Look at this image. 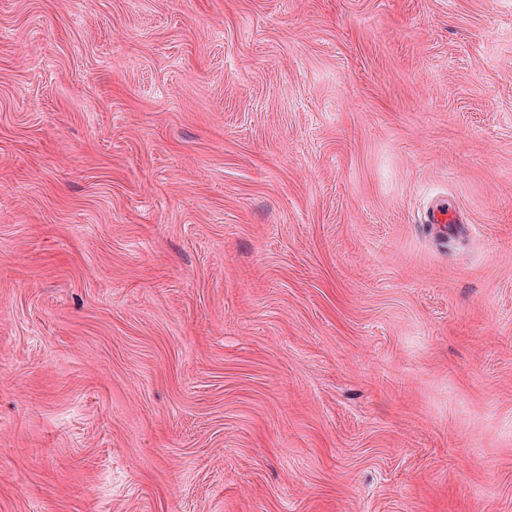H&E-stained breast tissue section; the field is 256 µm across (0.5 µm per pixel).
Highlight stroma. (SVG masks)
<instances>
[{"mask_svg": "<svg viewBox=\"0 0 512 512\" xmlns=\"http://www.w3.org/2000/svg\"><path fill=\"white\" fill-rule=\"evenodd\" d=\"M0 512H512V0H0Z\"/></svg>", "mask_w": 512, "mask_h": 512, "instance_id": "35a3bbf8", "label": "stroma"}]
</instances>
